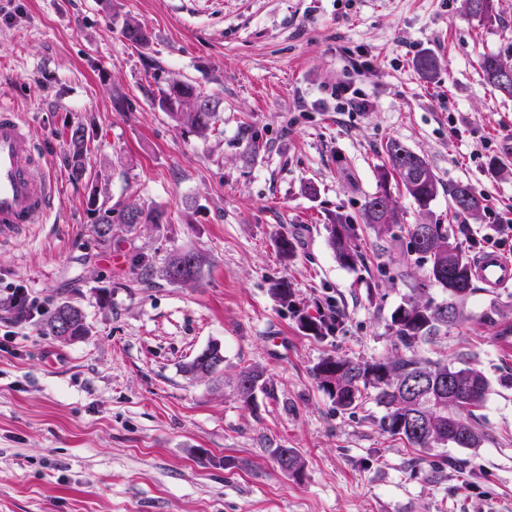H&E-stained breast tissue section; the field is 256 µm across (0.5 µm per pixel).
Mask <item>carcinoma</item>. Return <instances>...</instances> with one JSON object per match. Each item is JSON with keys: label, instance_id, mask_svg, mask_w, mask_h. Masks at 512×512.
<instances>
[{"label": "carcinoma", "instance_id": "carcinoma-1", "mask_svg": "<svg viewBox=\"0 0 512 512\" xmlns=\"http://www.w3.org/2000/svg\"><path fill=\"white\" fill-rule=\"evenodd\" d=\"M464 12L481 21L493 20L494 0H462ZM124 39L136 48L145 49L150 44V35L139 22L127 19L122 25ZM479 66L484 81L504 95L512 97V86L503 87L498 82L499 71L509 67L495 54L480 59ZM420 75L432 80L437 74L438 64L434 57L423 56L416 62ZM153 104L170 118L189 127L200 137L207 136L224 111L223 100L204 94L187 81L171 78L165 82L154 97ZM69 165L71 177L76 182L90 184L87 206L95 216L93 233L99 241L112 242V225L123 224L133 230L139 224L160 223L158 208L145 206L135 200L113 206L100 198L96 185L90 183L88 170V138L85 126L76 123L68 128ZM417 160L423 172L410 182L401 184L423 214H428L431 203L439 194L440 183L427 161L398 141L385 146L386 161L379 170V182L386 183L389 176H399L400 152ZM467 191L468 205L457 204L458 194ZM453 207L458 214L478 216L484 210L483 194L468 182H458L450 189ZM361 218L378 236L392 234V227H399L405 236L422 235L431 241V247L416 254L414 264L424 269V278L416 285L419 291L437 286L446 294L441 303L425 300L422 296H411L394 309L390 317V329L402 352L372 362L353 361L336 355L322 358L312 369L318 388L342 411L354 408L368 391L384 407L380 419L381 430L404 440L412 448L430 450L453 445L458 448H478L481 436L471 425L473 409L481 407L490 392V382L475 366L456 367L453 364L433 362L413 355L414 348L430 343L442 330L454 324L461 315L459 303L475 289L470 259L459 242L467 234L465 224H419L403 223V214L396 202L389 200L387 189L365 197L361 207ZM328 243L334 250L336 260L344 267L354 268L363 255L357 243L354 218L339 215L325 225ZM204 266L203 257L187 251L174 255L165 266L164 275L173 281L195 282ZM273 293L281 304L297 312L290 283L283 278L275 283ZM69 311L75 319L71 332L59 331L57 321ZM339 319H307L302 329L323 337L337 329ZM43 328L48 334L63 340H74L88 335L89 326L85 313L69 302L55 306L43 319ZM263 373L255 368H245L238 375L237 390L242 402L248 404L256 390L263 387ZM272 455L279 468H288L296 475L303 468L299 452L288 449V458H283V449L275 448Z\"/></svg>", "mask_w": 512, "mask_h": 512}]
</instances>
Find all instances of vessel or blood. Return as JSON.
Here are the masks:
<instances>
[{
  "mask_svg": "<svg viewBox=\"0 0 512 512\" xmlns=\"http://www.w3.org/2000/svg\"><path fill=\"white\" fill-rule=\"evenodd\" d=\"M60 190L31 142L29 125L0 103V243L20 235L36 215H48ZM472 267L487 287L512 284V260L498 252L478 255Z\"/></svg>",
  "mask_w": 512,
  "mask_h": 512,
  "instance_id": "b4317fda",
  "label": "vessel or blood"
}]
</instances>
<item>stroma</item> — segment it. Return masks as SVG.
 Masks as SVG:
<instances>
[{
  "label": "stroma",
  "mask_w": 512,
  "mask_h": 512,
  "mask_svg": "<svg viewBox=\"0 0 512 512\" xmlns=\"http://www.w3.org/2000/svg\"><path fill=\"white\" fill-rule=\"evenodd\" d=\"M460 4L0 0V101L29 121L61 183L51 214L0 246V512H512V388L500 383L512 377V287L477 286L457 325L415 349L488 378L471 420L478 448L407 447L380 430L382 407L336 410L312 375L329 354L391 355L390 316L423 275L404 239L359 227L353 268L327 241L331 217L377 191L388 141L440 180L431 222L468 224L470 254L512 258V97L478 66L489 53L512 64V0H495L490 23ZM129 17L150 31L149 49L123 39ZM424 54L440 65L430 82L415 67ZM172 77L222 98L208 139L153 106ZM339 82L372 109L337 108ZM77 121L101 193L159 207L161 223L96 239L68 167L64 130ZM459 182L482 191L479 217L454 213ZM282 234L297 243L289 262ZM184 251L206 260L197 282L162 273ZM282 278L295 309L272 292ZM19 286L40 307L25 320L9 304ZM62 301L85 312L84 338L43 332ZM299 310L341 325L313 337ZM215 342L220 371L186 374ZM246 367L265 378L248 404L237 394ZM274 448L300 452V477Z\"/></svg>",
  "instance_id": "35a3bbf8"
}]
</instances>
